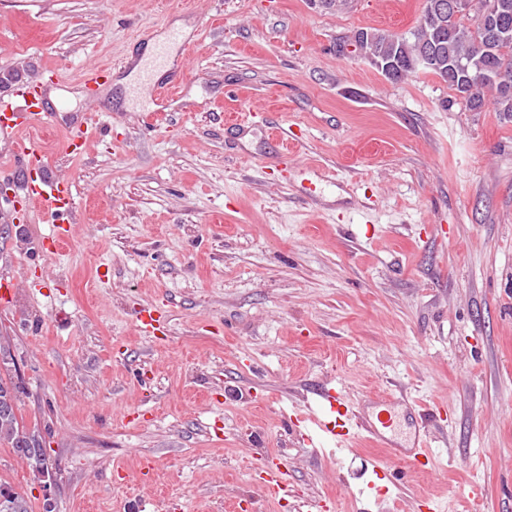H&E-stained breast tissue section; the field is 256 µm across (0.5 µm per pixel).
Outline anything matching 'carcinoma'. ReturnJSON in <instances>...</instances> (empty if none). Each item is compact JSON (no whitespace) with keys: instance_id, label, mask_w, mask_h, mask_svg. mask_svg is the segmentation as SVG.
<instances>
[{"instance_id":"obj_1","label":"carcinoma","mask_w":512,"mask_h":512,"mask_svg":"<svg viewBox=\"0 0 512 512\" xmlns=\"http://www.w3.org/2000/svg\"><path fill=\"white\" fill-rule=\"evenodd\" d=\"M507 27L499 38L487 41L482 31H472L466 17L450 19L440 8V0H424L417 25L398 37L370 28L371 40L360 45L362 55L389 58L397 64L396 80L420 71L439 77L448 89L472 91V112L492 103L498 112L512 114V89L492 80H478L489 67H503L512 74V0H496ZM435 50L438 64L416 66L426 49ZM22 386L13 365L0 368V445L24 457L31 468H48L46 441L38 426L28 427L17 414Z\"/></svg>"}]
</instances>
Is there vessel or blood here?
I'll return each instance as SVG.
<instances>
[{"label":"vessel or blood","mask_w":512,"mask_h":512,"mask_svg":"<svg viewBox=\"0 0 512 512\" xmlns=\"http://www.w3.org/2000/svg\"><path fill=\"white\" fill-rule=\"evenodd\" d=\"M54 117L55 104L43 84L22 83L0 97V142L9 147L11 168L23 174L21 198L27 207L62 223L59 236L64 239L73 217L71 185L53 170L47 154L22 136L24 130L48 124ZM316 396L320 410L315 429L337 447L346 448L353 440L364 438L387 449L396 461L420 469L435 467L428 429L433 418L430 409L419 408L420 421L409 444L404 445L396 439L398 423L391 411L392 398H375L376 412L366 416L355 409L339 382L320 386Z\"/></svg>","instance_id":"obj_1"}]
</instances>
